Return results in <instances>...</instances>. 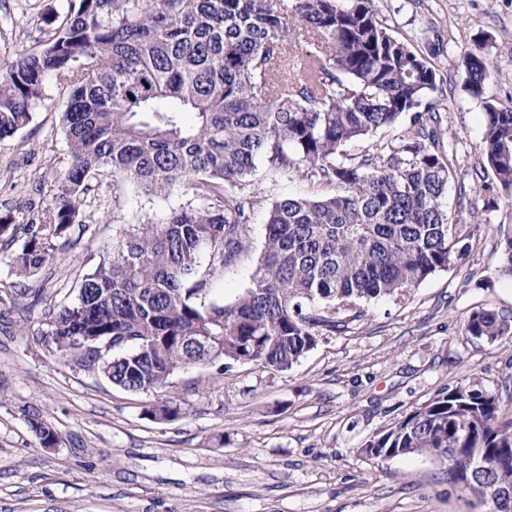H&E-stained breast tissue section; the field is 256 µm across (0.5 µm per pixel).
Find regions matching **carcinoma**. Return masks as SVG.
<instances>
[{
	"instance_id": "1",
	"label": "carcinoma",
	"mask_w": 512,
	"mask_h": 512,
	"mask_svg": "<svg viewBox=\"0 0 512 512\" xmlns=\"http://www.w3.org/2000/svg\"><path fill=\"white\" fill-rule=\"evenodd\" d=\"M373 0H73L39 47L0 77V139L42 104L45 77L68 90L62 115L71 164L43 217L29 220L12 259L25 283L74 247L84 206L109 173L147 196L188 183L180 208L124 231L82 277L75 301L48 315V351L132 393L157 392L181 368L219 360L285 371L365 316L363 303L408 290L466 256L443 198L453 146L440 128L437 72L377 18ZM309 34L293 57V27ZM467 90L483 94L482 47L464 58ZM404 115L390 141L346 157ZM488 166L512 199V106L486 105ZM332 195L283 196L267 210L250 286L230 304L205 303L211 275L250 247L257 162ZM512 277V224L499 227ZM208 255V272L200 271ZM29 288L0 289L15 310ZM466 332L512 335V320L474 311ZM425 455L458 474L485 449L487 481L464 491L489 501L512 485V419L478 381L456 385L364 443ZM454 449L448 453V449Z\"/></svg>"
}]
</instances>
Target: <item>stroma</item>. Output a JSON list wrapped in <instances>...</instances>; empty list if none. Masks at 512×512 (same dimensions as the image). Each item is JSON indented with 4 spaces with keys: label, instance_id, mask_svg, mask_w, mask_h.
Masks as SVG:
<instances>
[{
    "label": "stroma",
    "instance_id": "stroma-1",
    "mask_svg": "<svg viewBox=\"0 0 512 512\" xmlns=\"http://www.w3.org/2000/svg\"><path fill=\"white\" fill-rule=\"evenodd\" d=\"M393 34L440 79L444 139L453 171L444 205L473 227L469 256L409 290L380 296L347 331L322 337L283 372L229 362L189 365L156 393H131L50 355L39 341L48 313L74 301L83 274L124 229L181 207L189 187L147 196L118 175L88 198V228L35 285L25 315L0 310V512H487L429 456L371 459V436L447 388L481 382L512 416V336L467 335L480 308L512 315V278L502 275L496 228L512 224L482 156L485 105H512V0H374ZM68 0H0V71L37 47L46 11ZM483 38L489 69L481 97L465 87L463 55ZM67 92L44 80L32 121L0 140V216L25 224L71 163L61 126ZM256 191L275 200L318 189L257 165ZM266 210L247 226L250 248L216 273L207 301L228 304L249 286L264 249ZM174 402L175 420L149 415ZM59 435L41 447L33 429Z\"/></svg>",
    "mask_w": 512,
    "mask_h": 512
}]
</instances>
